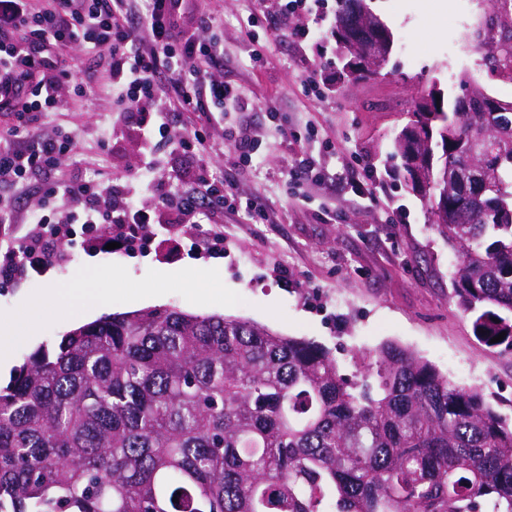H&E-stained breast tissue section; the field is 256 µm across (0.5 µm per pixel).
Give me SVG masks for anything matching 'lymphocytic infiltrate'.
<instances>
[{"label": "lymphocytic infiltrate", "instance_id": "obj_1", "mask_svg": "<svg viewBox=\"0 0 512 512\" xmlns=\"http://www.w3.org/2000/svg\"><path fill=\"white\" fill-rule=\"evenodd\" d=\"M220 25L184 0H0V110L12 117L0 128V187L24 191L38 178L47 185L45 201L58 203L49 213L27 216L22 235L0 239V285L65 261L55 233L60 226L81 225L85 240L101 248L116 242L133 250L145 245L147 225L196 224L202 245L220 253L224 227L209 221L214 197H222L227 211L269 221L263 198L219 186L204 134L176 122L183 112L245 107L240 88L224 80ZM72 52L103 56L102 85L111 88L117 111L136 116L145 155L138 180H55L74 138L41 126L63 106L61 89L72 81L57 58ZM72 85L85 95L84 84ZM162 141L190 160L166 190L153 178V148ZM146 195L151 204L143 203Z\"/></svg>", "mask_w": 512, "mask_h": 512}]
</instances>
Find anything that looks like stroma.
<instances>
[{"label":"stroma","instance_id":"obj_1","mask_svg":"<svg viewBox=\"0 0 512 512\" xmlns=\"http://www.w3.org/2000/svg\"><path fill=\"white\" fill-rule=\"evenodd\" d=\"M272 0H197V10L224 21V80L239 86L246 115L214 114L205 125L211 162L243 195L264 198L274 211L270 224L224 219V252L209 285L223 300L192 290L189 277L214 258L192 231L174 235L153 227L145 251L106 252L73 239L68 257L43 274L0 286V320L37 315L35 341L12 348L20 366L41 347L91 323L81 312L60 313L41 302L48 284L63 287L91 276L112 296L116 313L174 307L197 315H224L267 326L284 335L321 344L341 373L356 378L355 359L383 343L409 348L455 383L480 388L512 420V355L482 344L472 320L452 297L455 256L429 221L417 195L399 188L400 159L389 144L405 114L431 82L447 90L468 75L487 94L512 99V68L487 60L482 41L490 23H511L512 7L491 0H370L371 9L394 36L390 60L380 75L345 79L330 35L333 10L303 13L298 27L322 39L299 43L250 29L249 13H269ZM258 42L263 54L252 64L247 50ZM333 77L322 96L305 85L307 73ZM247 119L258 151L251 165L234 167L221 148L228 127ZM112 97L106 91L79 98L66 95L65 109L47 128L65 124L76 141L63 158L59 179L84 173L105 179H137L143 143L134 119L112 132ZM313 156L327 171L324 182L294 185L295 154ZM371 196H363V188Z\"/></svg>","mask_w":512,"mask_h":512}]
</instances>
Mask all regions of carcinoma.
<instances>
[{
  "instance_id": "obj_1",
  "label": "carcinoma",
  "mask_w": 512,
  "mask_h": 512,
  "mask_svg": "<svg viewBox=\"0 0 512 512\" xmlns=\"http://www.w3.org/2000/svg\"><path fill=\"white\" fill-rule=\"evenodd\" d=\"M439 97L393 155L474 335L512 354V139L466 155L484 113ZM471 161L494 190L442 206ZM358 362L349 384L304 338L174 308L78 327L0 389V512H512V427L482 391L394 342Z\"/></svg>"
}]
</instances>
